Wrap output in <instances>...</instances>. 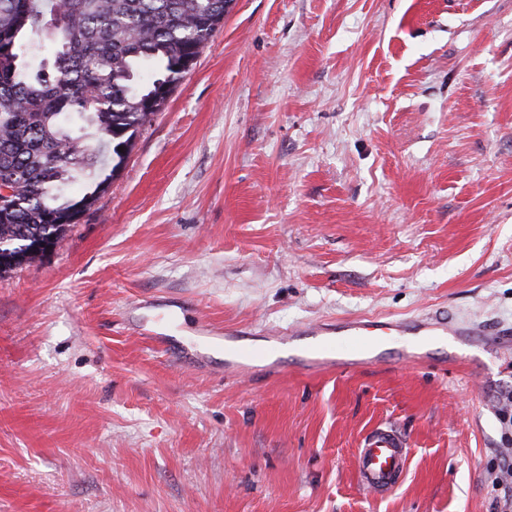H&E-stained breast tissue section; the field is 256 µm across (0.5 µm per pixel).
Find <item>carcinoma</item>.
<instances>
[{"label": "carcinoma", "instance_id": "cac0c4a2", "mask_svg": "<svg viewBox=\"0 0 512 512\" xmlns=\"http://www.w3.org/2000/svg\"><path fill=\"white\" fill-rule=\"evenodd\" d=\"M231 2L71 0L69 25L32 65L20 36L44 28L59 0H0V184L22 199L0 208V241L18 244L0 251L15 259L0 272L61 238L66 227L56 217L94 205L147 122L144 100L163 86L174 91L186 73L182 56L201 51ZM142 67L154 71L146 85L135 83ZM96 167L82 195L66 193Z\"/></svg>", "mask_w": 512, "mask_h": 512}]
</instances>
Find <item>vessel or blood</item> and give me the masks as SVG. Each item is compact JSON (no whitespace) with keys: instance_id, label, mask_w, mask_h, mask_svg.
Returning <instances> with one entry per match:
<instances>
[{"instance_id":"vessel-or-blood-1","label":"vessel or blood","mask_w":512,"mask_h":512,"mask_svg":"<svg viewBox=\"0 0 512 512\" xmlns=\"http://www.w3.org/2000/svg\"><path fill=\"white\" fill-rule=\"evenodd\" d=\"M466 328L443 314L418 320L350 319L302 328L301 332L279 331L270 343L279 350L295 353L306 369L336 368L354 370L377 362L378 350L391 336H410L412 347L403 349L402 360L425 361L437 337L466 335ZM406 438L393 427L365 438L357 461L362 484L379 493L401 470L407 455Z\"/></svg>"}]
</instances>
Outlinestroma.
<instances>
[{
	"label": "stroma",
	"instance_id": "1",
	"mask_svg": "<svg viewBox=\"0 0 512 512\" xmlns=\"http://www.w3.org/2000/svg\"><path fill=\"white\" fill-rule=\"evenodd\" d=\"M512 330V0H234L121 172L0 274V512H512V342L274 372L228 329ZM389 424L410 452L357 477ZM407 447L406 438L393 427L365 438L357 461L362 484L375 493L384 491L401 470Z\"/></svg>",
	"mask_w": 512,
	"mask_h": 512
}]
</instances>
